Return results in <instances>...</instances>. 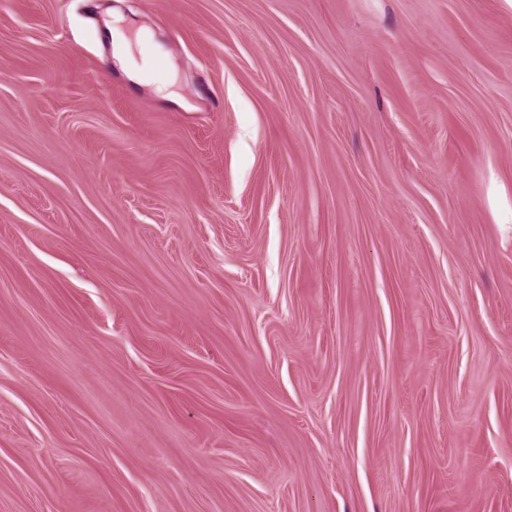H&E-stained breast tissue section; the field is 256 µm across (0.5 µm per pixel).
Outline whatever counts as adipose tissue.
I'll return each mask as SVG.
<instances>
[{
	"label": "adipose tissue",
	"instance_id": "ef3b65f1",
	"mask_svg": "<svg viewBox=\"0 0 512 512\" xmlns=\"http://www.w3.org/2000/svg\"><path fill=\"white\" fill-rule=\"evenodd\" d=\"M105 33L111 41L113 58L132 81L156 83L161 92L172 88L174 67L149 30L115 12L105 23Z\"/></svg>",
	"mask_w": 512,
	"mask_h": 512
}]
</instances>
